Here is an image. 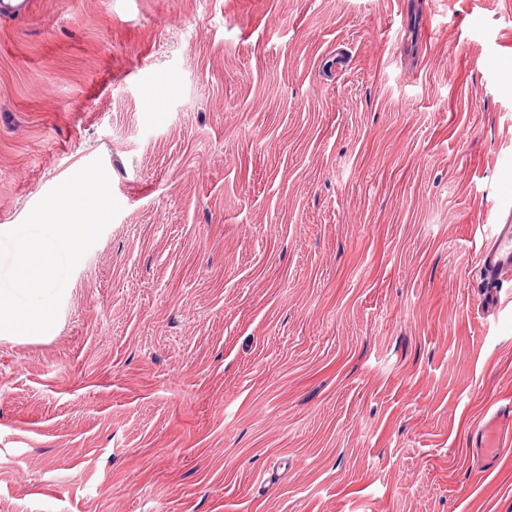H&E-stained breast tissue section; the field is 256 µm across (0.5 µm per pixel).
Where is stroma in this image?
I'll use <instances>...</instances> for the list:
<instances>
[{
  "label": "stroma",
  "instance_id": "1",
  "mask_svg": "<svg viewBox=\"0 0 512 512\" xmlns=\"http://www.w3.org/2000/svg\"><path fill=\"white\" fill-rule=\"evenodd\" d=\"M0 16V233L121 206L0 335V512H512V0H32ZM490 235L482 247L478 263L486 278V288L498 287L500 281L512 275V214L505 220L497 217L488 224ZM489 411L487 412V414ZM512 436V411L509 407L498 408L489 413L476 431L475 445L487 460L500 458Z\"/></svg>",
  "mask_w": 512,
  "mask_h": 512
}]
</instances>
